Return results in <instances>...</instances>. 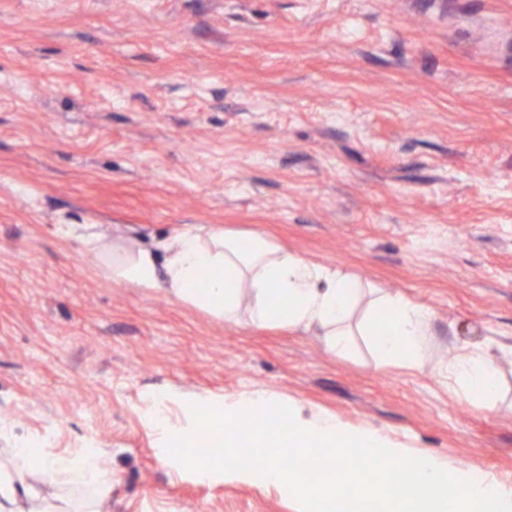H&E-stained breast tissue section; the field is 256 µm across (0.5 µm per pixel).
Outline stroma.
Returning a JSON list of instances; mask_svg holds the SVG:
<instances>
[{"mask_svg": "<svg viewBox=\"0 0 512 512\" xmlns=\"http://www.w3.org/2000/svg\"><path fill=\"white\" fill-rule=\"evenodd\" d=\"M261 232L428 307L422 365L232 325L112 279L113 249ZM512 0H0V462L104 452L103 512H298L178 467L154 401H296L512 489ZM504 346L491 339L484 348L463 346L454 362L448 366V380L454 391L455 385L469 401H488L496 397L499 390V372L495 352Z\"/></svg>", "mask_w": 512, "mask_h": 512, "instance_id": "1", "label": "stroma"}]
</instances>
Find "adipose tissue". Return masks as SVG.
<instances>
[{
	"instance_id": "ef3b65f1",
	"label": "adipose tissue",
	"mask_w": 512,
	"mask_h": 512,
	"mask_svg": "<svg viewBox=\"0 0 512 512\" xmlns=\"http://www.w3.org/2000/svg\"><path fill=\"white\" fill-rule=\"evenodd\" d=\"M162 254L130 252L112 266L115 280L159 290L230 324L313 331L332 351L350 348L354 335L370 337L385 364L413 368L426 353L431 314L389 292L371 291L339 268L307 261L253 233L194 227L165 242ZM503 346L461 347L448 380L465 399L488 401L499 390L497 354ZM43 472L105 495L112 483L98 453L42 461ZM0 512H73L70 500L44 501L19 469L0 465Z\"/></svg>"
}]
</instances>
